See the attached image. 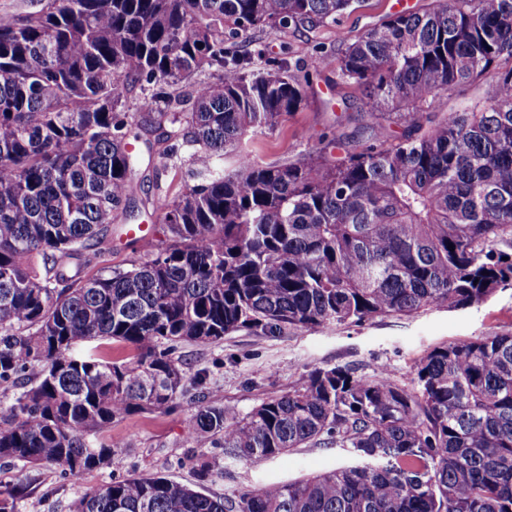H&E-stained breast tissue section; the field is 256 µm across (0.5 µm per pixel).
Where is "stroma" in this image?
Instances as JSON below:
<instances>
[{
	"label": "stroma",
	"mask_w": 512,
	"mask_h": 512,
	"mask_svg": "<svg viewBox=\"0 0 512 512\" xmlns=\"http://www.w3.org/2000/svg\"><path fill=\"white\" fill-rule=\"evenodd\" d=\"M430 0H368L366 7L344 15L333 25L265 35L257 49L268 57H285L312 76L306 106L284 117L272 131L257 135L246 144L262 163L294 161L304 147L300 132L312 140L330 133L338 116H358L362 92L336 83V52L365 28L379 24L389 13L420 10ZM132 217L118 216L112 235L92 262L93 269L129 268L141 262L147 246L130 239V224L151 230L155 244L168 241L165 225L151 218L145 191L135 195ZM512 332V286L498 289L484 302L451 310L433 307L406 317L390 316L363 324L328 325L289 330L264 336L248 329L225 336L218 344L185 342L176 356L188 378H205L212 401L227 411L245 414L262 400L288 390L316 366L346 365L367 376L387 368L399 380H408L420 357L439 344L465 340L491 332ZM194 411L188 400L178 399L165 413H133L117 419L109 438L124 442L126 451L111 466L86 472L72 480L50 465L30 468L0 465V486L22 485L17 512H72L71 506L86 489L133 474H161L212 495L223 496L237 489L269 482H286L329 471L348 463L343 449L315 446L271 460L223 464V452L212 440L188 444L184 437ZM207 457L219 466L200 477L197 460Z\"/></svg>",
	"instance_id": "1"
}]
</instances>
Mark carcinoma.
Here are the masks:
<instances>
[{
	"mask_svg": "<svg viewBox=\"0 0 512 512\" xmlns=\"http://www.w3.org/2000/svg\"><path fill=\"white\" fill-rule=\"evenodd\" d=\"M364 2L43 0L0 23V385L20 388L0 406V462L75 480L109 467L126 448L102 438L114 420L187 393L183 342L464 308L512 285V0L387 15L337 53L368 123L336 122L322 147L301 134L294 162L243 149L312 85L252 35ZM491 72L486 95L448 108ZM135 128L156 133L147 203L171 243L93 272L88 250L135 192ZM185 163L194 184L161 183ZM114 343L132 355L108 360ZM191 402L186 441L213 437L231 463L317 445L353 461L222 499L133 476L73 512H512V332L438 345L404 384L318 366L245 415L199 385Z\"/></svg>",
	"mask_w": 512,
	"mask_h": 512,
	"instance_id": "obj_1",
	"label": "carcinoma"
}]
</instances>
